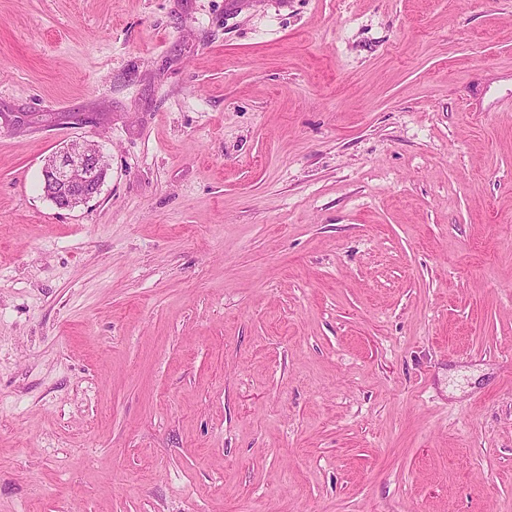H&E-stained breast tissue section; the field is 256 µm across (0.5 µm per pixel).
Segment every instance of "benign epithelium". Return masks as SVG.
<instances>
[{"mask_svg":"<svg viewBox=\"0 0 512 512\" xmlns=\"http://www.w3.org/2000/svg\"><path fill=\"white\" fill-rule=\"evenodd\" d=\"M108 164L98 146L87 142L82 149L67 148L42 167L44 191L61 209H71L97 196L105 182Z\"/></svg>","mask_w":512,"mask_h":512,"instance_id":"obj_1","label":"benign epithelium"}]
</instances>
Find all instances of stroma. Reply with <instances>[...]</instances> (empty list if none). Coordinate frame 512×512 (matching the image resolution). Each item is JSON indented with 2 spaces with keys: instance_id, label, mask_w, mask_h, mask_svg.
<instances>
[{
  "instance_id": "35a3bbf8",
  "label": "stroma",
  "mask_w": 512,
  "mask_h": 512,
  "mask_svg": "<svg viewBox=\"0 0 512 512\" xmlns=\"http://www.w3.org/2000/svg\"><path fill=\"white\" fill-rule=\"evenodd\" d=\"M0 512H512V0H0ZM108 164L98 146L87 142L56 153L42 167L44 191L61 209H71L97 196L105 182Z\"/></svg>"
}]
</instances>
